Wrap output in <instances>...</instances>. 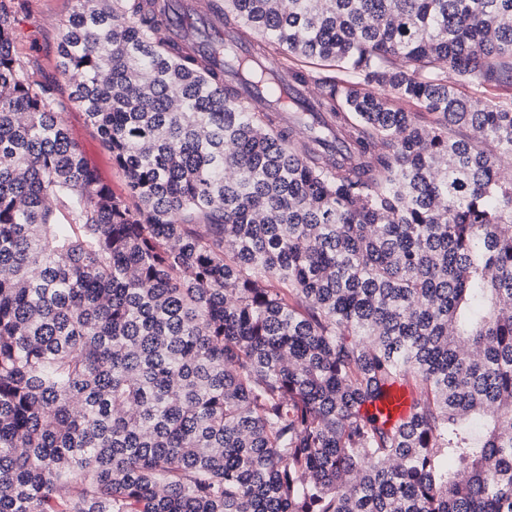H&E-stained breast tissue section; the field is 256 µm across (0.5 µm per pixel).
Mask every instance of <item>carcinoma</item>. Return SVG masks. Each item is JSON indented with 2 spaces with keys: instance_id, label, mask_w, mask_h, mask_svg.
Listing matches in <instances>:
<instances>
[{
  "instance_id": "1",
  "label": "carcinoma",
  "mask_w": 512,
  "mask_h": 512,
  "mask_svg": "<svg viewBox=\"0 0 512 512\" xmlns=\"http://www.w3.org/2000/svg\"><path fill=\"white\" fill-rule=\"evenodd\" d=\"M145 2L58 44L124 200L0 0V512H512V98L447 80L512 85V0H224L220 72ZM62 119L70 137L79 145L82 155L101 180L112 188L116 196H125L124 176L112 161V153L92 131L84 110L70 104L62 111ZM415 391L405 383H394L388 387V391L382 400L365 402L361 406L362 412H372L385 417L390 423H405L411 416Z\"/></svg>"
}]
</instances>
